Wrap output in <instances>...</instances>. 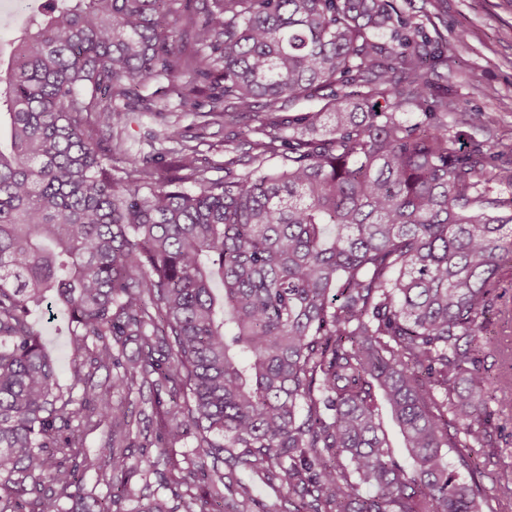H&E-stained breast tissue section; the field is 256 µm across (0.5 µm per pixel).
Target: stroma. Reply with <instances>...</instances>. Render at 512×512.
I'll return each instance as SVG.
<instances>
[{
	"instance_id": "1",
	"label": "stroma",
	"mask_w": 512,
	"mask_h": 512,
	"mask_svg": "<svg viewBox=\"0 0 512 512\" xmlns=\"http://www.w3.org/2000/svg\"><path fill=\"white\" fill-rule=\"evenodd\" d=\"M409 12L430 39L452 47L451 66L429 70L434 85L448 90L449 111L475 113L481 123L470 133L477 139H512V0H411ZM197 123L194 113L171 101L163 115H132L121 136L129 152L146 154L152 150L147 131L169 124L192 136ZM31 318L57 359L61 385H68L77 355L65 316L43 305L33 308Z\"/></svg>"
}]
</instances>
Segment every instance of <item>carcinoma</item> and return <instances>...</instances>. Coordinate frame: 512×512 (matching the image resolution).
Listing matches in <instances>:
<instances>
[{
	"mask_svg": "<svg viewBox=\"0 0 512 512\" xmlns=\"http://www.w3.org/2000/svg\"><path fill=\"white\" fill-rule=\"evenodd\" d=\"M195 2L45 0L0 80V512H266L258 485L284 512H509L512 473L492 502L480 477L512 418V346L488 332L512 329V143L466 140L477 117L428 101L443 45L397 0ZM152 79L201 118L196 145L148 133L174 144L165 173L114 134L160 111ZM312 97L329 125L236 122ZM211 125L234 127L216 179ZM48 299L88 351L65 388L30 320ZM145 388L157 487L136 495L112 394ZM101 426L95 452L77 443Z\"/></svg>",
	"mask_w": 512,
	"mask_h": 512,
	"instance_id": "carcinoma-1",
	"label": "carcinoma"
}]
</instances>
